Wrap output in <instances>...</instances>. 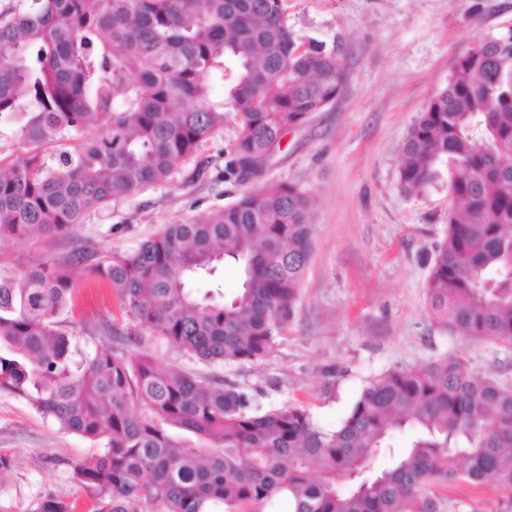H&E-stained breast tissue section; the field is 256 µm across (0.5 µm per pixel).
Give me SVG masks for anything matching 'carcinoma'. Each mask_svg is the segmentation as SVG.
<instances>
[{
	"label": "carcinoma",
	"instance_id": "carcinoma-1",
	"mask_svg": "<svg viewBox=\"0 0 512 512\" xmlns=\"http://www.w3.org/2000/svg\"><path fill=\"white\" fill-rule=\"evenodd\" d=\"M336 54L301 47L280 0H0V241L67 237L100 206L170 179L240 118L237 172L269 155L345 90ZM74 141V151L37 148ZM447 164L448 227L426 280L452 336L512 346V29L473 42L402 149L403 191ZM310 196L296 182L243 191L224 210L168 224L129 255L82 249L0 264V390L95 453L72 479L88 512H445L429 487L488 480L512 504V386L460 358L366 383L334 429L306 408H266L224 381L102 344L75 358L59 315L83 266L119 296L139 339L210 364L262 363L293 319L312 252ZM234 265L231 297L188 283ZM176 428L188 433L173 435ZM410 428L405 448L391 431ZM390 466L378 471L380 455ZM49 495L27 512H73Z\"/></svg>",
	"mask_w": 512,
	"mask_h": 512
}]
</instances>
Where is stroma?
I'll list each match as a JSON object with an SVG mask.
<instances>
[{
    "instance_id": "35a3bbf8",
    "label": "stroma",
    "mask_w": 512,
    "mask_h": 512,
    "mask_svg": "<svg viewBox=\"0 0 512 512\" xmlns=\"http://www.w3.org/2000/svg\"><path fill=\"white\" fill-rule=\"evenodd\" d=\"M303 41L339 54L343 94L304 125L285 131L259 176L226 173L238 134L236 112L172 180L92 213L66 240L32 236L0 243V262L21 267L90 247L127 254L163 225L198 218L236 201L243 187L296 182L312 198L313 250L293 320L263 364L209 365L180 356L161 338L127 340L131 324L113 289L75 267L79 283L66 318L80 351L100 344L151 354L157 362L261 392L265 405L306 406L335 428L365 383L394 369H421L455 355L466 370L512 385V353L451 336L433 320L425 281L448 223V180L405 194L398 169L407 133L444 88L473 41L512 23V0H281ZM93 449L29 404L0 390V453L13 460L0 478V504L27 512L38 498L86 500L72 479ZM454 512H507L493 484L445 490Z\"/></svg>"
}]
</instances>
